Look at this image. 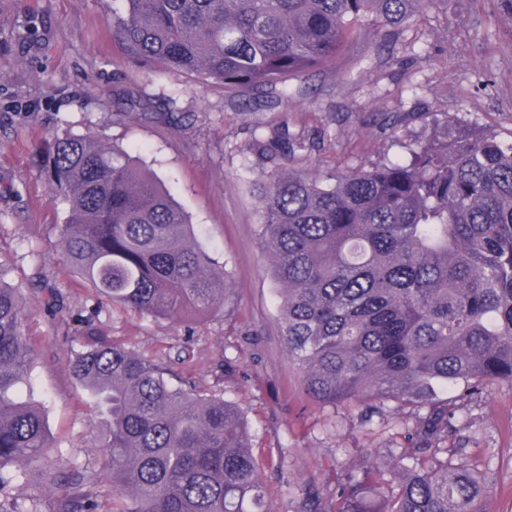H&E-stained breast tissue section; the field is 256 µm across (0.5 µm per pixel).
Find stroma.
Segmentation results:
<instances>
[{
    "mask_svg": "<svg viewBox=\"0 0 512 512\" xmlns=\"http://www.w3.org/2000/svg\"><path fill=\"white\" fill-rule=\"evenodd\" d=\"M125 0H0V269L29 316L36 359L23 396L46 413L54 446L42 469L0 493L38 499L56 512L44 473L61 465L98 472L94 400L71 375L78 315L174 381L224 395L242 410L271 512H303L328 500L351 470L388 451L414 452L413 419L401 409L364 423L356 407L330 409L306 394L281 338L277 285L253 182L282 166L321 176L407 156L417 141L461 125L512 138V11L502 0H442L393 33L373 17L352 26L347 48L288 82L277 97L194 82L133 55L113 29ZM135 95L170 112L135 117ZM102 130L137 158L185 212L224 269V304L188 321L147 317L98 302L57 247L68 204L46 173L54 137ZM287 136V152L271 147ZM457 464L492 468L487 512H512V387L464 403Z\"/></svg>",
    "mask_w": 512,
    "mask_h": 512,
    "instance_id": "stroma-1",
    "label": "stroma"
}]
</instances>
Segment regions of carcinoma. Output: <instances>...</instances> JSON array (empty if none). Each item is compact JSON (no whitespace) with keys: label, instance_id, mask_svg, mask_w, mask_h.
<instances>
[{"label":"carcinoma","instance_id":"obj_1","mask_svg":"<svg viewBox=\"0 0 512 512\" xmlns=\"http://www.w3.org/2000/svg\"><path fill=\"white\" fill-rule=\"evenodd\" d=\"M438 0H127L117 28L128 49L207 84L285 92L292 77L336 56L350 22L386 29ZM51 182L68 198L58 247L96 296L151 317L188 319L224 303V269L195 241L171 197L99 131L57 136ZM260 236L272 254L288 356L323 407L395 403L416 420L420 454L390 451L396 488L371 469L349 473L329 512H482L490 468L455 466L456 400L512 386V141L464 127L419 141L326 184L280 168L254 182ZM27 310L0 269V488L26 478L52 447L40 407L21 399L34 353ZM68 367L95 398V447L112 480V512H269L241 409L175 385L83 320ZM57 512H98L87 476L48 472ZM0 512H41L0 498Z\"/></svg>","mask_w":512,"mask_h":512}]
</instances>
